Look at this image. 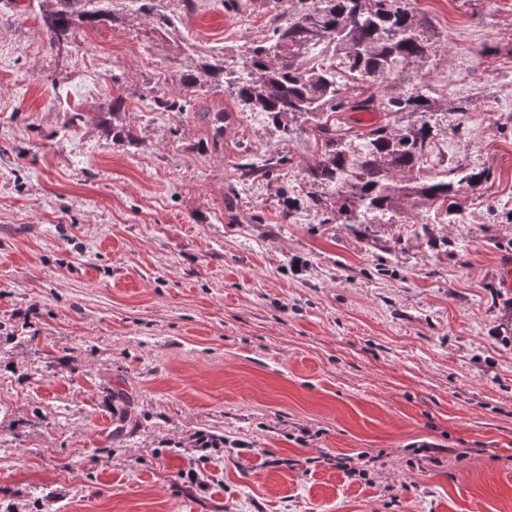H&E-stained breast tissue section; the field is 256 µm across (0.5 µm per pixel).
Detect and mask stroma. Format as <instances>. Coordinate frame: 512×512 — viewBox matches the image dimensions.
Masks as SVG:
<instances>
[{"label":"stroma","instance_id":"stroma-1","mask_svg":"<svg viewBox=\"0 0 512 512\" xmlns=\"http://www.w3.org/2000/svg\"><path fill=\"white\" fill-rule=\"evenodd\" d=\"M34 2L0 0V512H512V0H413L432 88L470 106L432 160L490 177L462 223L370 239L280 223L258 184L225 214L241 157L287 154L299 186L315 120L284 140L209 92L237 118L215 155L193 115L150 109L185 44L259 42L278 0H168L176 32L80 27L62 64ZM116 388L136 429L111 444ZM359 455L366 474L336 465Z\"/></svg>","mask_w":512,"mask_h":512}]
</instances>
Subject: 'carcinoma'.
<instances>
[{
	"instance_id": "carcinoma-1",
	"label": "carcinoma",
	"mask_w": 512,
	"mask_h": 512,
	"mask_svg": "<svg viewBox=\"0 0 512 512\" xmlns=\"http://www.w3.org/2000/svg\"><path fill=\"white\" fill-rule=\"evenodd\" d=\"M298 7L278 13L269 36L235 54L202 52L193 68L179 74V93L153 98L158 112L181 114L197 108L204 89L227 90L245 108L261 112L283 138L294 132L298 119L338 112L407 113L402 125L389 121L348 140L318 126L322 151L302 170L310 186L308 200L321 224H401L405 207L425 208L433 215L421 221L422 232L454 221V199L462 185L481 184L483 171L444 167L428 173L432 144L447 127L448 112H465L458 103L435 95L425 80L437 56L436 33L412 0H296ZM39 17L51 48L62 55L76 27L95 29L128 18L151 20L155 30L168 33L177 19L165 11L164 0H37ZM331 48L335 61L310 64L314 51ZM409 86L390 94L402 75ZM367 84L369 94L347 92L349 82ZM195 117L208 134L207 144L224 151V135L234 115L198 108ZM291 159L269 156L260 163L249 158L236 164L238 179L261 180L283 197V221H288L300 196L288 195L283 179Z\"/></svg>"
}]
</instances>
